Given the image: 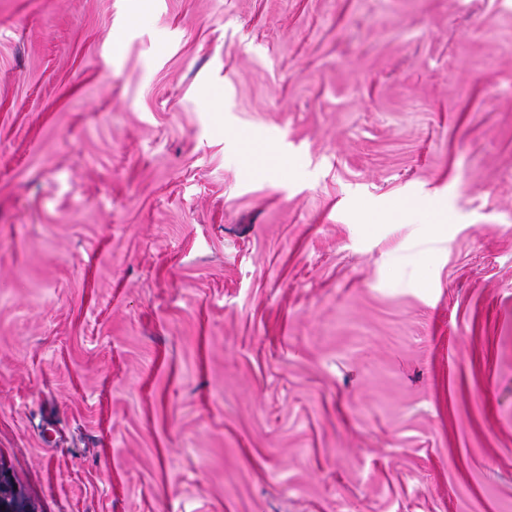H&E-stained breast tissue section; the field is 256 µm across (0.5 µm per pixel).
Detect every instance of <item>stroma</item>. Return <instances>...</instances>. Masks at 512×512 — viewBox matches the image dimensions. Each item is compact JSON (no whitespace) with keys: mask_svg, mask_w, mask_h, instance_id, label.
<instances>
[{"mask_svg":"<svg viewBox=\"0 0 512 512\" xmlns=\"http://www.w3.org/2000/svg\"><path fill=\"white\" fill-rule=\"evenodd\" d=\"M0 512H512V0H0Z\"/></svg>","mask_w":512,"mask_h":512,"instance_id":"1","label":"stroma"}]
</instances>
